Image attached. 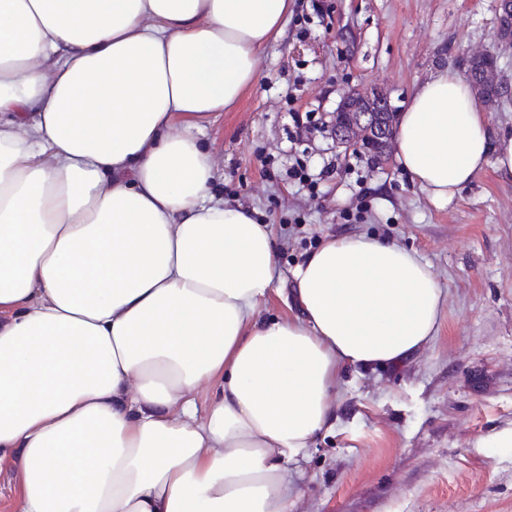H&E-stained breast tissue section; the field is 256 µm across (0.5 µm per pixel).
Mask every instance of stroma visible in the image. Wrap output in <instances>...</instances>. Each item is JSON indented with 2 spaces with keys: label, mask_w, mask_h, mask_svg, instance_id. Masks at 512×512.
I'll return each mask as SVG.
<instances>
[{
  "label": "stroma",
  "mask_w": 512,
  "mask_h": 512,
  "mask_svg": "<svg viewBox=\"0 0 512 512\" xmlns=\"http://www.w3.org/2000/svg\"><path fill=\"white\" fill-rule=\"evenodd\" d=\"M498 0H292L262 51L261 80L206 122L215 194L272 224L281 289L262 307L288 315L283 288L328 235L397 241L448 292L439 332L397 370L347 372L336 423L304 464L293 512H512V185L485 166L435 206L400 168L344 151L329 134L300 140L294 115L328 119L354 90L381 87L402 110L438 70L494 55L512 80V47L495 38ZM304 166L314 187L295 183Z\"/></svg>",
  "instance_id": "stroma-1"
}]
</instances>
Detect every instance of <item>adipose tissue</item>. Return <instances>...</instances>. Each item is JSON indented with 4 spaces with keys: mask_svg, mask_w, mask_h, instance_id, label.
I'll return each instance as SVG.
<instances>
[{
    "mask_svg": "<svg viewBox=\"0 0 512 512\" xmlns=\"http://www.w3.org/2000/svg\"><path fill=\"white\" fill-rule=\"evenodd\" d=\"M291 0H0V461L17 512H291L341 376L401 367L447 294L398 243L328 237L265 318L272 226L211 191L196 130L259 79ZM395 159L438 207L486 166L443 70ZM209 388L198 403L201 388Z\"/></svg>",
    "mask_w": 512,
    "mask_h": 512,
    "instance_id": "ef3b65f1",
    "label": "adipose tissue"
}]
</instances>
